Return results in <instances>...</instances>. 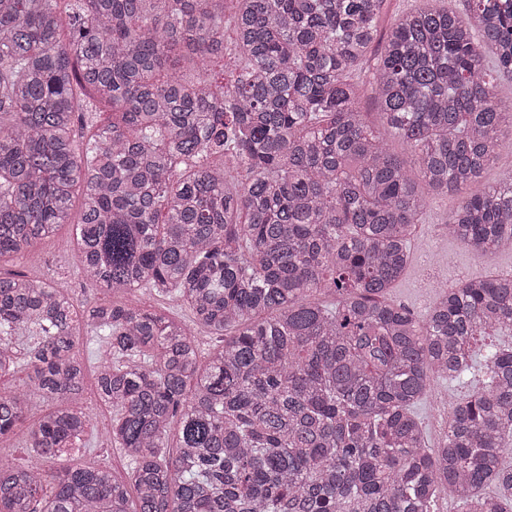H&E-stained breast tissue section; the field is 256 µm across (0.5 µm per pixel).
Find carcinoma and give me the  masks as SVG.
I'll use <instances>...</instances> for the list:
<instances>
[{"mask_svg": "<svg viewBox=\"0 0 512 512\" xmlns=\"http://www.w3.org/2000/svg\"><path fill=\"white\" fill-rule=\"evenodd\" d=\"M383 2L0 0V261L70 223L80 188L82 277L190 314L80 309L0 273V375L29 370L0 390V437L55 404L27 429L38 462L0 464V512H435L443 488L458 512H512V341L475 349L512 335V274L420 316L388 299L428 191L461 196L465 246L512 249V173L467 194L512 145L493 85L512 0L413 9L384 35ZM224 57L226 82L207 69ZM371 58L411 166L359 109ZM82 331L125 481L61 462L89 426ZM439 380L467 391L431 445L418 408Z\"/></svg>", "mask_w": 512, "mask_h": 512, "instance_id": "carcinoma-1", "label": "carcinoma"}]
</instances>
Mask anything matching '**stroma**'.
I'll list each match as a JSON object with an SVG mask.
<instances>
[{"label": "stroma", "instance_id": "35a3bbf8", "mask_svg": "<svg viewBox=\"0 0 512 512\" xmlns=\"http://www.w3.org/2000/svg\"><path fill=\"white\" fill-rule=\"evenodd\" d=\"M457 204V196L450 193L429 195L412 238L411 262L389 293L392 301L406 305L416 314H424L443 287L456 285L467 277L512 271L511 251L478 253L449 235L446 224ZM70 233V226L59 227L19 258L1 264L0 271L61 283L80 302L139 303L172 317H185L184 309L166 299L141 291L111 294L84 281L77 274L74 250L65 246Z\"/></svg>", "mask_w": 512, "mask_h": 512}]
</instances>
